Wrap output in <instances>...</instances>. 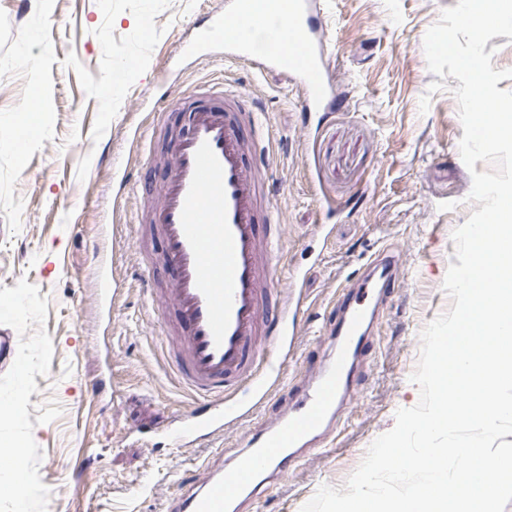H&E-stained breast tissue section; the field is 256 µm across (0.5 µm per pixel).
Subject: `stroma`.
I'll return each instance as SVG.
<instances>
[{"label": "stroma", "instance_id": "stroma-1", "mask_svg": "<svg viewBox=\"0 0 512 512\" xmlns=\"http://www.w3.org/2000/svg\"><path fill=\"white\" fill-rule=\"evenodd\" d=\"M225 0H0V315L13 317L19 372L0 374V441L25 453L31 512H171L182 481L286 404L311 373L348 275L380 250L397 282L359 369L350 415L248 512H300L343 488L396 412L415 406L421 332L447 312L453 231L470 216L459 82L432 74L424 36L458 0H317L325 67L340 105L302 121L295 83L178 47ZM118 86L107 95L105 83ZM247 92L263 112V161L284 225L282 290L304 279L296 352L252 417L190 447L165 430L188 411L156 343L141 280L139 190L167 166L156 116L208 84ZM41 89L29 126L30 92Z\"/></svg>", "mask_w": 512, "mask_h": 512}]
</instances>
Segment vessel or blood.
<instances>
[{
	"label": "vessel or blood",
	"mask_w": 512,
	"mask_h": 512,
	"mask_svg": "<svg viewBox=\"0 0 512 512\" xmlns=\"http://www.w3.org/2000/svg\"><path fill=\"white\" fill-rule=\"evenodd\" d=\"M276 12L255 11L252 0H226L188 46L204 56L223 46L228 60L260 72L279 70L302 87L304 109L330 105L317 36L316 0H281ZM189 134L172 139L169 165L146 213L163 242L159 261L171 269V288L158 299L164 320L159 345L196 402L168 430L180 445L223 433L249 416L268 381L295 352L303 291L279 287L283 234L271 204L272 177L260 161L265 129L255 102L222 89L182 104ZM398 258L377 256L346 280L328 327L330 353L272 421L252 433L231 460L216 458L177 489L178 512H224L226 501L255 497L283 478L292 463L334 433L348 410L357 364L372 342L374 323L395 286ZM15 336L0 325V372L12 370Z\"/></svg>",
	"instance_id": "obj_1"
}]
</instances>
